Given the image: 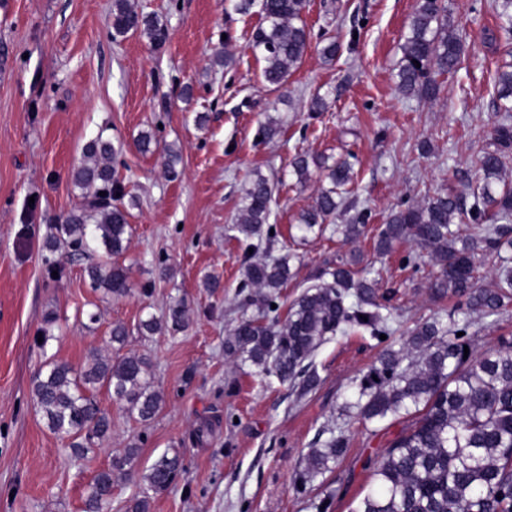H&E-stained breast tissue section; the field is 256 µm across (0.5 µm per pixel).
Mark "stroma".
<instances>
[{
  "label": "stroma",
  "mask_w": 512,
  "mask_h": 512,
  "mask_svg": "<svg viewBox=\"0 0 512 512\" xmlns=\"http://www.w3.org/2000/svg\"><path fill=\"white\" fill-rule=\"evenodd\" d=\"M137 2L166 26L163 48L138 33L113 38L112 0H0V512H83L94 475L134 443L133 476L115 484L111 512H127L148 468L175 451L184 470L154 497L152 512H321L325 499L328 512H352L372 486L369 458L402 422L344 421L345 454L300 487L304 458L341 419L353 380L419 321L447 317L452 306L432 288V263L414 241L381 255L374 237L391 211L477 185L471 159L493 141V78L512 52L492 40L490 0H444L464 59L440 77L437 98L418 99L400 92L396 77L415 0H309L312 45L287 86L273 91L251 48L262 23L256 11L225 9L224 0ZM324 34L340 45L330 62L317 49ZM227 52L236 59L228 70L215 62ZM316 94L327 107L312 113ZM270 117L281 131L264 140ZM144 131L159 142L149 153L134 145ZM101 132L116 150L126 198L136 201L119 259L135 290L118 299L90 288L86 258L59 256L55 277L45 265L52 226L79 203L72 172ZM166 145L180 152L174 179ZM299 153L353 163L359 205L371 213L357 242L330 229L298 231L323 184L316 171L297 184L291 162ZM253 171L275 176L270 221L298 256L283 305L320 269L352 256L355 271L379 274V291L391 294L386 338L357 330L330 337L313 357L321 382L303 396L224 352L242 314L243 251L233 226ZM209 277L219 288L206 287ZM175 299L186 303L188 329L141 335V319L162 316ZM49 311L57 315L50 326ZM91 312L100 316L93 325ZM116 324L128 331L125 352L150 358L160 409L144 423L99 392L112 435L76 458L37 411L32 379L45 361L79 365L90 349L107 348Z\"/></svg>",
  "instance_id": "1"
}]
</instances>
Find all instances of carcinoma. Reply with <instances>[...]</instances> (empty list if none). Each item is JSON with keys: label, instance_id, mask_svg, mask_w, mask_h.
<instances>
[{"label": "carcinoma", "instance_id": "obj_1", "mask_svg": "<svg viewBox=\"0 0 512 512\" xmlns=\"http://www.w3.org/2000/svg\"><path fill=\"white\" fill-rule=\"evenodd\" d=\"M257 6L263 20L252 36V48L263 61L262 79L279 90L299 68L310 48L303 15L308 0H239L234 8L247 12ZM499 31L512 37V0H493ZM113 37L140 32L157 48L167 30L139 9L135 0H113ZM398 86L408 95L433 99L440 90L436 76L456 72L464 55L459 24L442 0H416L408 33L400 46ZM496 100L502 114L494 129L493 147L474 159L483 175L469 195L440 194L391 213L376 236L379 254L394 243L412 240L432 258L437 274L432 287L457 298L448 322L432 317L419 323L397 349L384 350L366 373L353 381L355 410L362 422L385 423L411 416V424L369 461L374 487L354 512H512V343L475 348L468 334V315L493 317L512 301V262L501 255L512 224V181L505 159L512 151V65L496 71ZM110 140L99 134L83 149V161L73 173L82 202L63 223L54 225L46 249L70 256L102 254L85 272L92 288L106 297H124L133 284L127 268L115 261L128 248L130 213L122 205V187L112 166ZM324 173L314 205L300 214L298 228L324 230L340 209L357 207L356 175L346 159L333 163L323 157L298 154L291 162L297 183H306L310 166ZM275 187L260 173L242 188L235 231L253 249L244 255L242 287L252 289L245 305L256 313L242 317L227 341V350L257 371L289 382L304 394L320 382L312 358L317 349L346 326H358L377 336L388 331L389 308L378 300L375 281L355 277L352 262L341 261L321 270L288 309L285 319L269 317L280 288L292 276L297 256L271 255L277 235L269 224ZM369 211L358 212L352 224L336 226L344 240L362 234ZM457 224L468 225L462 236ZM497 259L494 285L480 283L477 256ZM183 300L172 301L162 319L142 320L139 331L152 336L175 334L188 326ZM462 336H457V333ZM469 353H464V349ZM151 363L143 354L118 357L90 350L83 364L48 362L33 377L32 394L47 428L71 441L83 455L112 433V417L100 408L95 392L104 388L144 422L157 413L161 394L151 385ZM347 448L346 429L329 430V437L311 448L299 481L305 485L329 469ZM139 454L137 444L111 459L89 484L84 512H107L116 479L128 475ZM183 469L179 454L161 455L143 476L146 491L134 497L128 512H151L153 496L166 492Z\"/></svg>", "mask_w": 512, "mask_h": 512}]
</instances>
